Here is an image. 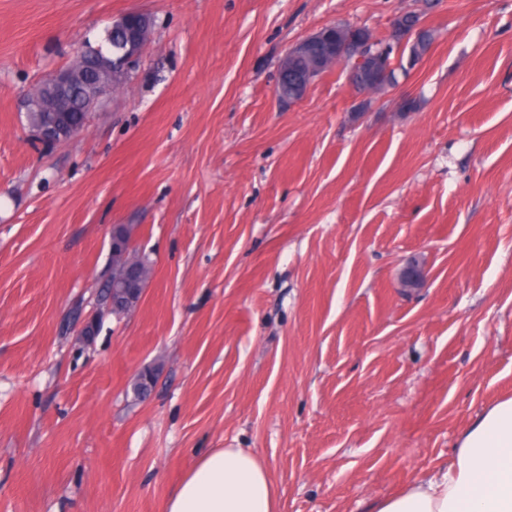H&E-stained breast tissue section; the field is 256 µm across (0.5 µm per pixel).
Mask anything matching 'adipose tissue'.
<instances>
[{
    "instance_id": "1",
    "label": "adipose tissue",
    "mask_w": 512,
    "mask_h": 512,
    "mask_svg": "<svg viewBox=\"0 0 512 512\" xmlns=\"http://www.w3.org/2000/svg\"><path fill=\"white\" fill-rule=\"evenodd\" d=\"M163 510L278 512V494L253 452L219 448L181 478ZM371 512H512V398L470 425L449 461L374 503Z\"/></svg>"
}]
</instances>
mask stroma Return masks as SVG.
<instances>
[{"mask_svg": "<svg viewBox=\"0 0 512 512\" xmlns=\"http://www.w3.org/2000/svg\"><path fill=\"white\" fill-rule=\"evenodd\" d=\"M433 2L0 0V512H162L217 448L279 512H368L512 397V0ZM128 12L140 69L36 148L25 94ZM406 12L434 41L394 87L278 98L296 42ZM116 224L154 272L86 343Z\"/></svg>", "mask_w": 512, "mask_h": 512, "instance_id": "1", "label": "stroma"}]
</instances>
